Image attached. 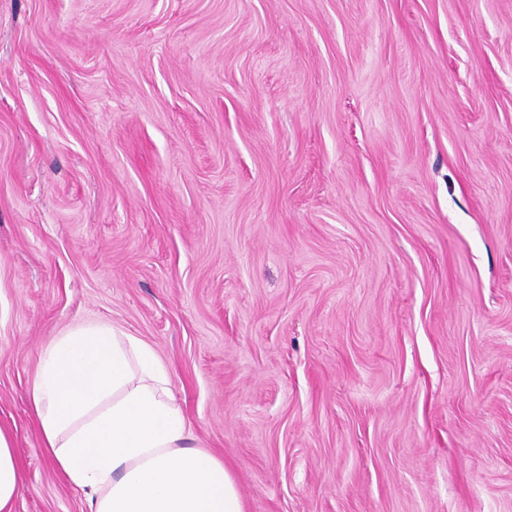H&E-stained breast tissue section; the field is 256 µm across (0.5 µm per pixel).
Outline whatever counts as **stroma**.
<instances>
[{
    "label": "stroma",
    "mask_w": 512,
    "mask_h": 512,
    "mask_svg": "<svg viewBox=\"0 0 512 512\" xmlns=\"http://www.w3.org/2000/svg\"><path fill=\"white\" fill-rule=\"evenodd\" d=\"M87 322L246 512H512V0H0L14 512H88L28 403Z\"/></svg>",
    "instance_id": "stroma-1"
}]
</instances>
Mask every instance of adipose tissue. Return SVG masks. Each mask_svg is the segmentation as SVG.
Listing matches in <instances>:
<instances>
[{"mask_svg":"<svg viewBox=\"0 0 512 512\" xmlns=\"http://www.w3.org/2000/svg\"><path fill=\"white\" fill-rule=\"evenodd\" d=\"M30 405L43 445L89 512H244L223 460L194 445L164 362L105 323L70 328L45 349ZM23 471L0 430V512Z\"/></svg>","mask_w":512,"mask_h":512,"instance_id":"adipose-tissue-1","label":"adipose tissue"}]
</instances>
